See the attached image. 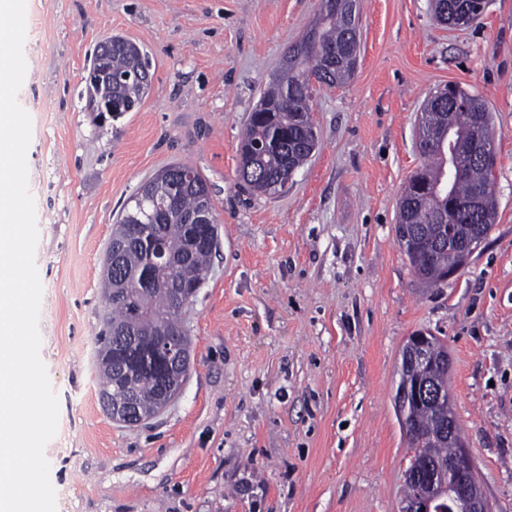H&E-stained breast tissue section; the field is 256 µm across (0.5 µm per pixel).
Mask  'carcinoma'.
I'll return each mask as SVG.
<instances>
[{
	"instance_id": "obj_1",
	"label": "carcinoma",
	"mask_w": 512,
	"mask_h": 512,
	"mask_svg": "<svg viewBox=\"0 0 512 512\" xmlns=\"http://www.w3.org/2000/svg\"><path fill=\"white\" fill-rule=\"evenodd\" d=\"M437 20L443 24L460 16L466 17L462 27L476 24L485 4L480 0H440L432 6ZM320 47L336 46L342 54L347 45V28L343 20L332 14H317ZM112 68V93L131 101L143 98L142 84L125 80L124 76L140 70L149 75L147 57L139 48L118 37L112 38L109 53ZM324 56L315 49L297 56L288 68L273 77L261 93L257 107L250 113L239 142V168L258 167L260 178L248 186L260 193L271 194L284 187L297 169L310 157V150L294 142L286 143L301 128L308 127L312 112V78L318 77ZM467 106L454 101L440 104L435 96L423 103L417 149L423 164L407 179L427 186V202L410 212L411 223H397V233L408 234L402 249L410 268L426 288H437L450 275L448 251L437 250L431 238L440 225L432 223L437 214L448 215L445 230L463 238L474 232L490 233L495 222L497 156L486 162L473 159L474 135L495 134L494 116L483 97L456 86ZM177 173L152 178L145 193L148 197L133 207H124L123 217L112 232V240L123 243L124 276L112 282V335L103 330L96 343L110 360L97 366L99 392L112 400L128 402L136 419H146L163 409L164 400L173 399L185 378L162 377L166 365L183 353H190V339L184 329L181 312L190 301L179 300L175 287L189 280L204 281L214 250H199L182 264L156 266L150 258L158 253L174 259L185 250L187 226L185 217L196 212L205 197L201 190L185 188L184 176L191 175L207 186L200 173L190 165L176 164ZM480 194L485 207L468 215L448 213L452 201L465 203ZM166 330L169 336L158 332ZM439 406L408 405L407 414L413 433L408 438L412 456L430 462H445L457 451L453 440L439 436L443 422Z\"/></svg>"
}]
</instances>
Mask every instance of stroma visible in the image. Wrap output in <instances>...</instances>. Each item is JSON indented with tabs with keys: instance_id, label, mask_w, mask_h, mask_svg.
I'll use <instances>...</instances> for the list:
<instances>
[{
	"instance_id": "35a3bbf8",
	"label": "stroma",
	"mask_w": 512,
	"mask_h": 512,
	"mask_svg": "<svg viewBox=\"0 0 512 512\" xmlns=\"http://www.w3.org/2000/svg\"><path fill=\"white\" fill-rule=\"evenodd\" d=\"M319 0H27L29 190L41 357L59 398L45 448L57 512H398L409 456L394 395L402 346L448 345L453 407L495 512H512V0L453 29L430 0H359L353 79L317 87L318 143L267 195L238 176L241 130ZM143 50L141 104L99 123L93 49ZM457 83L494 115L497 218L467 266L422 287L400 250L422 104ZM207 181L218 250L183 314L192 366L155 418L98 394L103 262L124 205L159 170Z\"/></svg>"
}]
</instances>
